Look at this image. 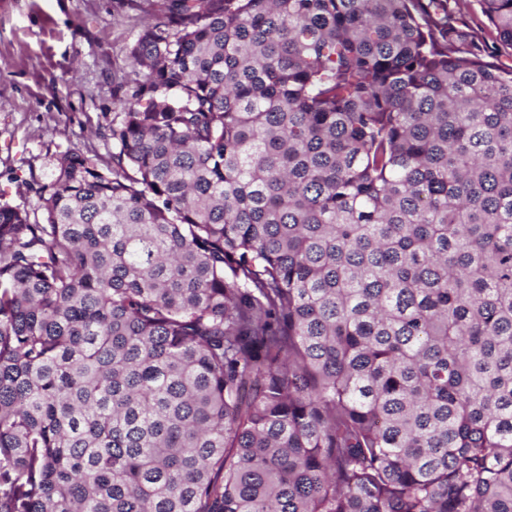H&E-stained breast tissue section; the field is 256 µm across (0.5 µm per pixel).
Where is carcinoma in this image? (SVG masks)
Returning <instances> with one entry per match:
<instances>
[{"label":"carcinoma","instance_id":"obj_1","mask_svg":"<svg viewBox=\"0 0 512 512\" xmlns=\"http://www.w3.org/2000/svg\"><path fill=\"white\" fill-rule=\"evenodd\" d=\"M169 0L107 162L0 205V512H512V0Z\"/></svg>","mask_w":512,"mask_h":512}]
</instances>
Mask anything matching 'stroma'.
<instances>
[{
  "instance_id": "35a3bbf8",
  "label": "stroma",
  "mask_w": 512,
  "mask_h": 512,
  "mask_svg": "<svg viewBox=\"0 0 512 512\" xmlns=\"http://www.w3.org/2000/svg\"><path fill=\"white\" fill-rule=\"evenodd\" d=\"M166 0H0V203L40 212L70 149L108 159L115 82L141 26Z\"/></svg>"
}]
</instances>
